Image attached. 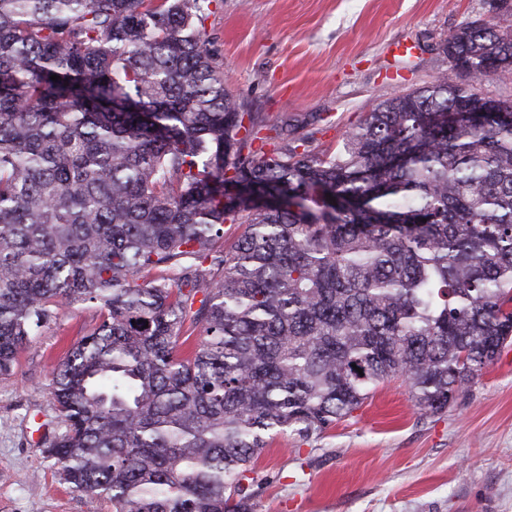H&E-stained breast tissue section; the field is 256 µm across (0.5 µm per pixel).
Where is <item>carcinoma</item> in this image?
I'll use <instances>...</instances> for the list:
<instances>
[{
  "instance_id": "obj_1",
  "label": "carcinoma",
  "mask_w": 512,
  "mask_h": 512,
  "mask_svg": "<svg viewBox=\"0 0 512 512\" xmlns=\"http://www.w3.org/2000/svg\"><path fill=\"white\" fill-rule=\"evenodd\" d=\"M210 3L0 0V377L58 310L100 308L52 368L45 445L112 512H255L276 435L392 379L439 415L512 346V103L482 91L512 12L319 153L229 90Z\"/></svg>"
}]
</instances>
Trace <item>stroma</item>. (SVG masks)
I'll use <instances>...</instances> for the list:
<instances>
[{"instance_id":"stroma-1","label":"stroma","mask_w":512,"mask_h":512,"mask_svg":"<svg viewBox=\"0 0 512 512\" xmlns=\"http://www.w3.org/2000/svg\"><path fill=\"white\" fill-rule=\"evenodd\" d=\"M478 17L488 0H221L205 31L246 111L304 118L333 152L373 104L431 81L443 39ZM98 316L60 310L0 378V512H112L42 443L57 429L52 367ZM257 473V512H512V347L441 415L393 380L319 439L276 436Z\"/></svg>"}]
</instances>
